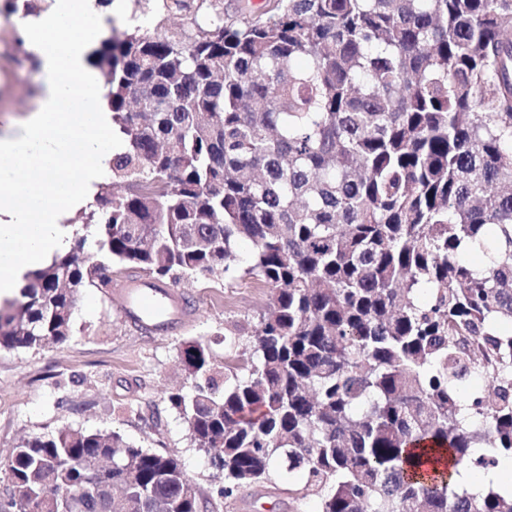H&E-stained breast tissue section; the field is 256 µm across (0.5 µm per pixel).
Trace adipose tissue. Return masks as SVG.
<instances>
[{
	"label": "adipose tissue",
	"instance_id": "adipose-tissue-1",
	"mask_svg": "<svg viewBox=\"0 0 512 512\" xmlns=\"http://www.w3.org/2000/svg\"><path fill=\"white\" fill-rule=\"evenodd\" d=\"M98 0H55L23 27L37 53L35 111L0 128V300L76 232L69 219L96 192L120 148L105 91L87 64L102 34Z\"/></svg>",
	"mask_w": 512,
	"mask_h": 512
}]
</instances>
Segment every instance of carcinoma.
<instances>
[{
  "label": "carcinoma",
  "mask_w": 512,
  "mask_h": 512,
  "mask_svg": "<svg viewBox=\"0 0 512 512\" xmlns=\"http://www.w3.org/2000/svg\"><path fill=\"white\" fill-rule=\"evenodd\" d=\"M88 61L123 192L86 216L96 252L76 239L0 304V347L65 343L115 266L241 272L270 289L248 361L188 341L193 387L169 395L225 496L279 469L319 512H512L453 481L512 458V0H270ZM5 474L4 512L16 489L42 512L203 508L116 432L28 437Z\"/></svg>",
  "instance_id": "1"
}]
</instances>
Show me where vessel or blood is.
I'll use <instances>...</instances> for the list:
<instances>
[{"label": "vessel or blood", "instance_id": "vessel-or-blood-1", "mask_svg": "<svg viewBox=\"0 0 512 512\" xmlns=\"http://www.w3.org/2000/svg\"><path fill=\"white\" fill-rule=\"evenodd\" d=\"M125 316L147 332H171L181 327L190 312L178 288L127 281L114 291Z\"/></svg>", "mask_w": 512, "mask_h": 512}]
</instances>
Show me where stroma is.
I'll list each match as a JSON object with an SVG mask.
<instances>
[{"instance_id": "obj_1", "label": "stroma", "mask_w": 512, "mask_h": 512, "mask_svg": "<svg viewBox=\"0 0 512 512\" xmlns=\"http://www.w3.org/2000/svg\"><path fill=\"white\" fill-rule=\"evenodd\" d=\"M13 0H0V118L36 108L27 93L38 87L34 60L11 51ZM166 21L196 34L190 11L169 15L161 0H121L112 16L115 33L154 29ZM192 323L158 334L137 331L112 292L85 289L69 340L32 350L0 348V465L23 437L61 429L117 432L131 445L176 458L207 501V512H318L319 501L303 496L300 476L274 474L271 481L224 494V474L196 448L168 396L192 382L181 370L184 342L207 344L216 365L224 363L227 339L244 336L268 295L253 278L203 283L183 280Z\"/></svg>"}]
</instances>
